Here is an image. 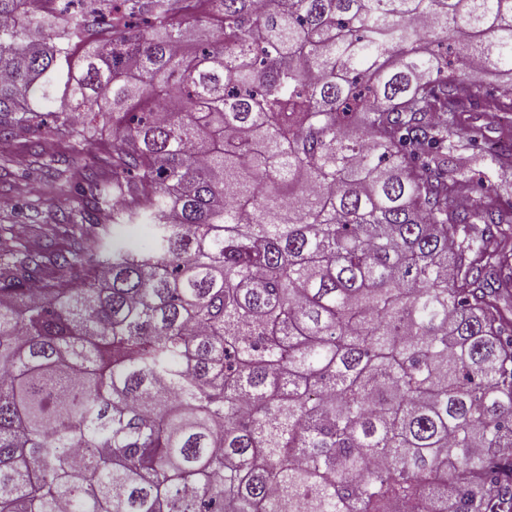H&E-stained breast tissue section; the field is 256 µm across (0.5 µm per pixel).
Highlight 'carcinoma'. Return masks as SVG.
I'll use <instances>...</instances> for the list:
<instances>
[{"label": "carcinoma", "mask_w": 512, "mask_h": 512, "mask_svg": "<svg viewBox=\"0 0 512 512\" xmlns=\"http://www.w3.org/2000/svg\"><path fill=\"white\" fill-rule=\"evenodd\" d=\"M42 2L0 135L70 113L86 193L0 252V512H512V209L454 165L512 177L461 122L512 112V0Z\"/></svg>", "instance_id": "1"}]
</instances>
